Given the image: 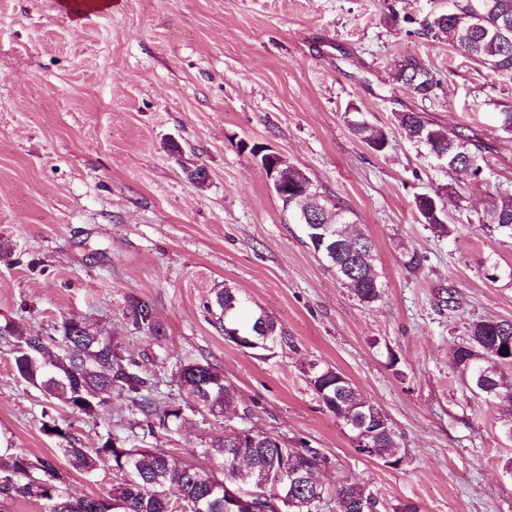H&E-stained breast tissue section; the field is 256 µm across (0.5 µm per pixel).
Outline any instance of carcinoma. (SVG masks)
<instances>
[{
  "instance_id": "1",
  "label": "carcinoma",
  "mask_w": 512,
  "mask_h": 512,
  "mask_svg": "<svg viewBox=\"0 0 512 512\" xmlns=\"http://www.w3.org/2000/svg\"><path fill=\"white\" fill-rule=\"evenodd\" d=\"M423 29L445 36L463 55L490 70L512 74V0H464L447 17L424 21ZM413 80L414 93L426 86L433 95L440 87V80L426 65L402 69V84L408 87ZM398 126L429 155L444 156L450 179L459 174L472 176L484 169L483 145L476 136L450 133L414 111L405 112ZM353 129L373 151L380 153L388 147L383 129L363 120L355 121ZM441 207L433 195L415 198L421 222L443 236L451 233V227ZM328 218L339 234L336 252L326 262L360 302H377L382 298L383 286L377 271L369 265L373 261V241L347 233L341 218L335 219L331 213ZM479 221L492 234L512 237V189L496 190ZM213 306L215 324L226 336L236 332L246 335L260 320L258 313L241 319L244 301L230 288L215 293ZM130 314L136 329L152 336L159 334L151 304L135 300ZM62 324L71 325V329L56 338L32 335L13 320L0 321V345L9 348L19 379L73 413L94 416L112 401V396L124 398L141 415L137 426L145 438L158 428L178 429L185 421L183 408L190 403L200 404L212 415L216 410L224 413L235 402V390L224 381L223 373L208 363H188L178 367L176 373L180 400L161 410L155 404L150 379L141 375L136 361L124 358L114 348L111 337L94 331L78 317L66 318ZM61 345L69 347L71 353L59 355ZM509 345L512 321H476L454 349L450 364L461 380L479 383L482 397L502 407L508 421L503 429L512 432V358L501 354V349ZM313 389L337 418L370 408L371 401L329 366L320 367ZM373 431L372 448L367 454L381 460H401L403 454L391 424L380 423ZM116 441L121 443L123 439L109 433L94 448H61L70 466L86 474L94 473L101 459L112 463L118 481L103 495L73 497L51 462H35L25 454L0 460V494L40 501L43 512H225L224 484L245 471L266 496L288 490L295 499L288 512H314L312 500L328 489L316 478L326 462L319 449L303 440L290 448L281 436L246 425L243 434L234 439L201 442L199 454L208 461L206 467L149 448H116ZM332 492L336 512H377V499L359 485H341Z\"/></svg>"
}]
</instances>
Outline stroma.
I'll use <instances>...</instances> for the list:
<instances>
[{
  "label": "stroma",
  "mask_w": 512,
  "mask_h": 512,
  "mask_svg": "<svg viewBox=\"0 0 512 512\" xmlns=\"http://www.w3.org/2000/svg\"><path fill=\"white\" fill-rule=\"evenodd\" d=\"M63 0H0V319L53 334L75 315L111 337L158 383L179 394L178 365L211 364L252 411L250 426L299 438L328 462L329 485L357 484L379 512H512V439L503 413L464 389L450 365L471 322L512 320V238L479 224L497 188L512 186V77L464 57L422 23L457 0H112L74 14ZM415 56L441 80L421 99L400 85ZM424 113L485 146V178L449 184L445 165L399 130V112ZM386 131L377 153L354 119ZM280 152L313 191L351 211L375 243L381 300L364 305L283 211L247 147ZM204 165L190 182L180 158ZM450 235L421 224L416 196L444 186ZM424 255L416 270L411 252ZM231 288L288 335L270 351L225 340L208 310ZM161 328L141 338L132 300ZM399 358L389 367V354ZM346 375L390 420L406 453L387 468L355 452L311 387L310 361ZM72 444L129 436L137 416L115 399L89 418L59 408L16 378L0 347V455L51 462L76 497L114 480L100 461L75 471ZM224 421L189 414L181 429L142 445L183 459Z\"/></svg>",
  "instance_id": "35a3bbf8"
}]
</instances>
